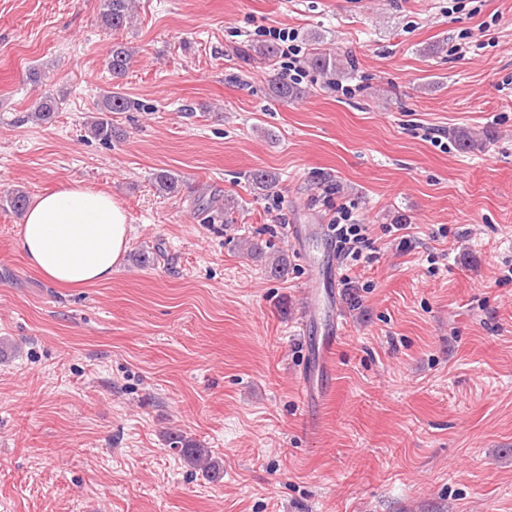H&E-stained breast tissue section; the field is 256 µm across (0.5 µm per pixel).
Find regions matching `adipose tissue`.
Returning a JSON list of instances; mask_svg holds the SVG:
<instances>
[{"mask_svg":"<svg viewBox=\"0 0 512 512\" xmlns=\"http://www.w3.org/2000/svg\"><path fill=\"white\" fill-rule=\"evenodd\" d=\"M129 234L127 213L111 194L73 181L33 199L17 239L45 278L82 288L111 280L128 250Z\"/></svg>","mask_w":512,"mask_h":512,"instance_id":"obj_1","label":"adipose tissue"}]
</instances>
